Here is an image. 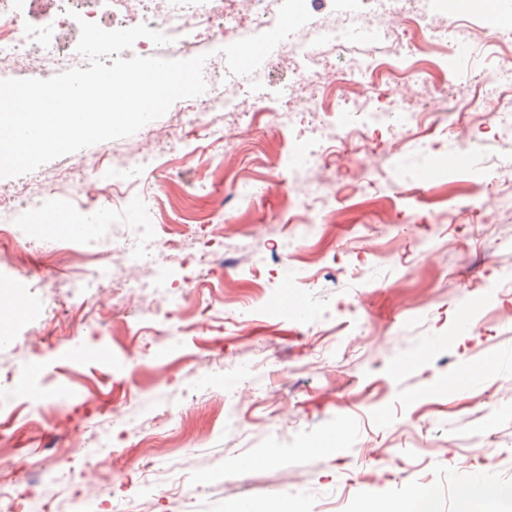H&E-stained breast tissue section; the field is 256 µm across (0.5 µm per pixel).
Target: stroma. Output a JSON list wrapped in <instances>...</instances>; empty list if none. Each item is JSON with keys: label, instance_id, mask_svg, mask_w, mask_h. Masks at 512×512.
<instances>
[{"label": "stroma", "instance_id": "obj_1", "mask_svg": "<svg viewBox=\"0 0 512 512\" xmlns=\"http://www.w3.org/2000/svg\"><path fill=\"white\" fill-rule=\"evenodd\" d=\"M122 145L101 142L70 159L101 163L103 175L127 184H157L142 205L188 236L210 225L226 246L224 263L168 266L172 288L150 314L135 299L113 308L107 291L51 323L42 290L22 291L26 313L0 339V396L14 400L0 411V468L40 473L28 489L34 502L69 512L70 496L106 485L109 504L87 503L85 512H128L132 494L146 512H235L244 500L287 499L300 512H358L368 497L404 498L418 478L431 512H459L457 484L481 471L512 500V369L499 364L512 352V317L501 310L495 242L512 236V223L493 214L469 224L463 213L480 201L482 183L512 167V146L490 134L480 144L451 134L428 156L406 160L385 193L350 198L335 223L289 251V271L271 284L249 275L231 246L287 235V185L272 164L305 151V141L263 125L238 148L214 150L205 127L188 126L174 159L142 167L113 162L110 149ZM420 170L429 174L424 195L402 198V184ZM244 181L254 187L248 201L235 195ZM76 193L55 187L42 207L68 222L96 220L103 237L131 223L107 195L78 210ZM11 252L17 262L0 274L26 272L36 284L70 271L35 247ZM452 274L467 298L446 292ZM464 315L474 329L460 336ZM92 317L103 328L89 330ZM103 408L128 417L102 430L112 444L106 460L84 441ZM329 437L333 451L311 452ZM52 454L84 462L66 487L44 468ZM283 469L301 481L280 484Z\"/></svg>", "mask_w": 512, "mask_h": 512}]
</instances>
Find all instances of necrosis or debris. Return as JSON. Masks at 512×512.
Instances as JSON below:
<instances>
[{"instance_id":"necrosis-or-debris-1","label":"necrosis or debris","mask_w":512,"mask_h":512,"mask_svg":"<svg viewBox=\"0 0 512 512\" xmlns=\"http://www.w3.org/2000/svg\"><path fill=\"white\" fill-rule=\"evenodd\" d=\"M282 0H0V63H31L45 73L85 67L76 51L77 18L107 30L147 24L169 36L166 46L142 38L134 49L141 57L162 53L188 55L199 41L223 34L225 43L270 30ZM443 0H336L318 18L281 42L265 70L244 77L230 74L225 58L212 61L211 93L176 101L168 124L148 123L143 136L165 148L173 146L183 125L209 129L214 142L224 140L225 125L244 119L266 121L281 129H297L309 138L304 160L286 159L288 189L294 197L290 221L298 238L315 225L336 218V203L319 195L326 171L346 172L353 192H382L379 181L357 169L359 155L377 153L390 166L409 151L428 153L429 142L415 131L425 124V106L439 98H466L470 86L459 77L456 61L466 47L442 49L425 39L422 29H448ZM296 73L288 91L272 82V72ZM414 87L411 95H390L383 82ZM31 182L13 194H0V243L42 241L41 232L15 221L17 201L38 199ZM176 224L155 223L143 214L133 236L109 250H81L60 237L54 252L75 265L73 276L49 284L50 301L76 309L90 303V290L108 287L123 295L149 297L165 287L162 271L181 261L185 247Z\"/></svg>"}]
</instances>
